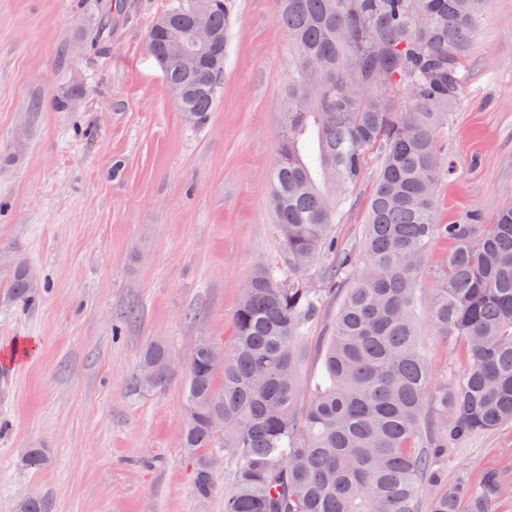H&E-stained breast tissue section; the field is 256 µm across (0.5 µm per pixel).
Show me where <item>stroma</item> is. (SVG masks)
I'll use <instances>...</instances> for the list:
<instances>
[{
  "instance_id": "35a3bbf8",
  "label": "stroma",
  "mask_w": 512,
  "mask_h": 512,
  "mask_svg": "<svg viewBox=\"0 0 512 512\" xmlns=\"http://www.w3.org/2000/svg\"><path fill=\"white\" fill-rule=\"evenodd\" d=\"M107 53L90 34L100 0H0V512L43 497L51 512H224L230 463L207 452L199 499L182 446L189 349L231 350L256 263L280 239L268 204L291 57L276 0H237L224 84L207 121L182 112L146 42L175 0H112ZM462 95L448 114L444 224L489 222L512 202V0H488ZM83 94L67 112L58 94ZM38 283L22 304L16 263ZM136 319H126L129 308ZM419 323L437 382L460 369L452 341ZM167 381L136 383L151 342ZM46 461L21 462L30 446ZM512 468V425L448 460L479 476Z\"/></svg>"
}]
</instances>
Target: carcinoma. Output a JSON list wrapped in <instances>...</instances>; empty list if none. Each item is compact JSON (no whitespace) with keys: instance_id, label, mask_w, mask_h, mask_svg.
<instances>
[{"instance_id":"1","label":"carcinoma","mask_w":512,"mask_h":512,"mask_svg":"<svg viewBox=\"0 0 512 512\" xmlns=\"http://www.w3.org/2000/svg\"><path fill=\"white\" fill-rule=\"evenodd\" d=\"M486 0H278L293 68L270 176L280 252L258 262L220 365L216 344L189 350L182 448L200 457L195 485L210 495L206 450L234 461L224 512H491L506 485L487 469L443 481L448 456L478 433L512 424V204L490 224H441L436 187L453 173L448 112ZM197 0L157 19L147 46L169 51ZM235 0H208L213 33L196 68L163 66L182 111L201 123L221 89ZM112 12L91 42L110 47ZM375 160L360 254L338 242L336 224L358 202ZM435 240L448 261L422 290ZM322 263L323 287L308 270ZM13 296L35 288L15 269ZM341 294L318 379L304 384V345L328 297ZM458 343L461 371L435 384L416 313ZM140 387L166 382L169 353L145 350ZM224 383L216 388L217 371ZM224 417L214 429L210 419Z\"/></svg>"}]
</instances>
